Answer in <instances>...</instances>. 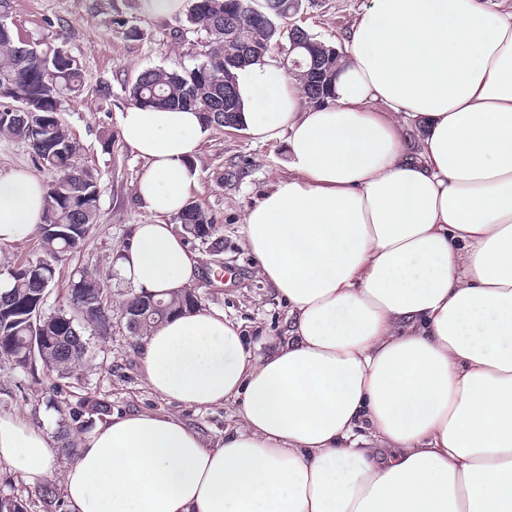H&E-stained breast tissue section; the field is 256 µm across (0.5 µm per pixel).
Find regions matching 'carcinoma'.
I'll return each mask as SVG.
<instances>
[{
    "label": "carcinoma",
    "mask_w": 512,
    "mask_h": 512,
    "mask_svg": "<svg viewBox=\"0 0 512 512\" xmlns=\"http://www.w3.org/2000/svg\"><path fill=\"white\" fill-rule=\"evenodd\" d=\"M267 18L254 17V0H193L188 22L212 37L207 59L183 73L160 68L143 71L129 94L136 105L160 109H190L206 126L236 127L241 112L235 88L236 70L263 61L284 35L281 21L301 7V0H263ZM314 51L296 53L314 57V64L292 73L302 85L306 103H326L339 71L341 52L311 38ZM81 72L68 54L40 59L16 39L12 30L0 32V137L24 142L45 167L60 173L46 190L47 209L36 236L41 254L18 269L8 270L12 288L0 294V357L21 368L39 361L60 377L69 375L87 353L84 333L106 336L112 329V302L97 274L82 271L69 288L70 311L45 314L43 308L54 286L57 263L74 250L99 221V185L88 169L75 164L80 151L61 117V100L78 89ZM180 231L191 242L212 252L224 251L216 225L197 206L189 204L177 216ZM195 290L184 288L170 298L141 292L127 298L120 320L134 337L147 335L168 318L197 307ZM110 412V404L85 398L68 408L62 418L69 441Z\"/></svg>",
    "instance_id": "1"
}]
</instances>
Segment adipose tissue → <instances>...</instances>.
Here are the masks:
<instances>
[{
  "label": "adipose tissue",
  "mask_w": 512,
  "mask_h": 512,
  "mask_svg": "<svg viewBox=\"0 0 512 512\" xmlns=\"http://www.w3.org/2000/svg\"><path fill=\"white\" fill-rule=\"evenodd\" d=\"M343 52L320 107L270 61L235 73L243 128L287 143L291 178L241 228L287 340L246 345L197 308L139 349L153 391L235 404L238 426L211 447L166 414L115 416L62 467L49 434L0 414V463L61 474L71 512H512V11L371 0ZM120 128L144 208L179 215L199 114L134 105ZM45 208L34 175H0V246ZM116 269L154 294L201 272L170 222L137 225Z\"/></svg>",
  "instance_id": "obj_1"
}]
</instances>
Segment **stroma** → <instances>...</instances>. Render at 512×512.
<instances>
[{
  "label": "stroma",
  "instance_id": "1",
  "mask_svg": "<svg viewBox=\"0 0 512 512\" xmlns=\"http://www.w3.org/2000/svg\"><path fill=\"white\" fill-rule=\"evenodd\" d=\"M370 0H305L293 17L317 39L341 45L346 31ZM6 22L17 37L44 53L57 47L75 57L81 68L79 93L61 102V115L80 146L77 159L98 178L100 218L79 248L57 264L58 281L44 307L51 314L67 308V290L79 271L97 272L111 293L113 306L133 292L115 269V256L133 228L151 216L138 199L137 184L145 162L123 141L120 114L131 101L129 89L147 69L181 72L200 64L209 35L190 25L186 14H147L142 0H10ZM198 187L190 197L217 224L224 252L212 255L192 244L202 273L194 288L202 309L224 312L240 324L247 342L284 335L288 305L260 274L258 259L246 248L240 227L248 211L288 179L285 139L255 140L245 130L208 128L193 160ZM23 168L42 183L56 180V171L40 165L26 144L0 138V174ZM92 396L108 401L115 415L166 412L198 429L212 445L235 423V408H196L163 398L144 382L136 341L120 319H113L107 338L90 335L87 354L70 378L58 379L46 369L37 372L0 358V412H18L48 434H56L60 408ZM0 493L23 500L27 512H69L66 500L56 510L43 502L41 485H29L21 475L0 464Z\"/></svg>",
  "mask_w": 512,
  "mask_h": 512
}]
</instances>
